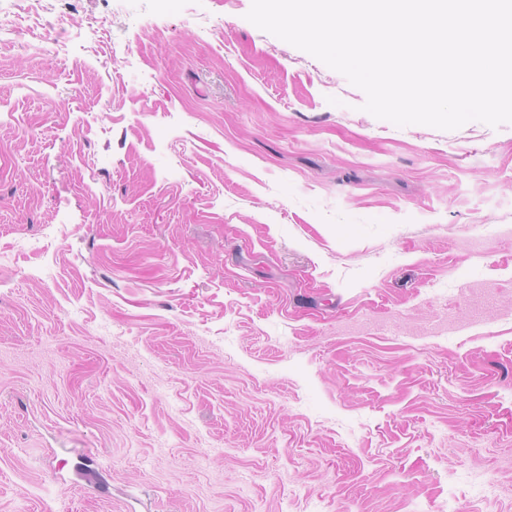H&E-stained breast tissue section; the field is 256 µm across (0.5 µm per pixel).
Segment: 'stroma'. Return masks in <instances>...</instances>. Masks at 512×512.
Masks as SVG:
<instances>
[{
    "label": "stroma",
    "mask_w": 512,
    "mask_h": 512,
    "mask_svg": "<svg viewBox=\"0 0 512 512\" xmlns=\"http://www.w3.org/2000/svg\"><path fill=\"white\" fill-rule=\"evenodd\" d=\"M251 2L0 0V512H512V124Z\"/></svg>",
    "instance_id": "stroma-1"
}]
</instances>
